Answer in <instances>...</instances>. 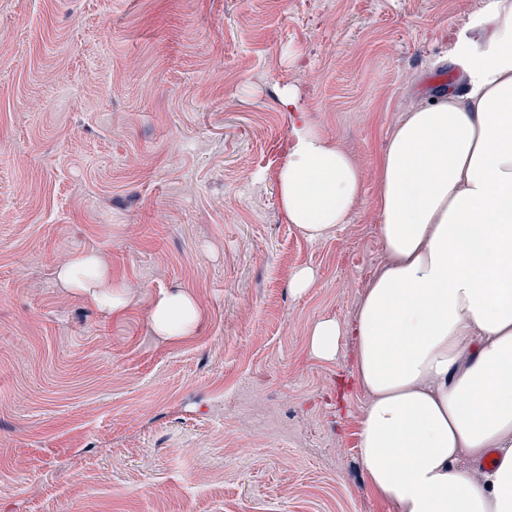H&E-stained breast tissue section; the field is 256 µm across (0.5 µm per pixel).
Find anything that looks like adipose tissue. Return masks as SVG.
<instances>
[{"label":"adipose tissue","instance_id":"1","mask_svg":"<svg viewBox=\"0 0 512 512\" xmlns=\"http://www.w3.org/2000/svg\"><path fill=\"white\" fill-rule=\"evenodd\" d=\"M458 75L411 108L379 164L385 260L350 326L323 318L310 353L355 344L369 396L359 459L396 512H512V0H490L452 33ZM281 209L310 243L348 223L364 173L310 123L294 91ZM112 311L129 295L91 254L59 272ZM200 309L185 292L153 301V331L193 335Z\"/></svg>","mask_w":512,"mask_h":512}]
</instances>
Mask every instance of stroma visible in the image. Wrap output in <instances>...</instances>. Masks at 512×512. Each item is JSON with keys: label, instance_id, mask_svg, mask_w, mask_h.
Instances as JSON below:
<instances>
[{"label": "stroma", "instance_id": "obj_1", "mask_svg": "<svg viewBox=\"0 0 512 512\" xmlns=\"http://www.w3.org/2000/svg\"><path fill=\"white\" fill-rule=\"evenodd\" d=\"M481 3L0 0V512H396L359 461L353 340L326 361L308 331L354 322L388 135ZM287 86L364 171L318 244L275 185ZM82 253L125 309L61 285ZM171 290L194 335L153 332ZM200 309L186 292H162L153 301L149 319L153 331L166 338L193 335L200 323Z\"/></svg>", "mask_w": 512, "mask_h": 512}]
</instances>
